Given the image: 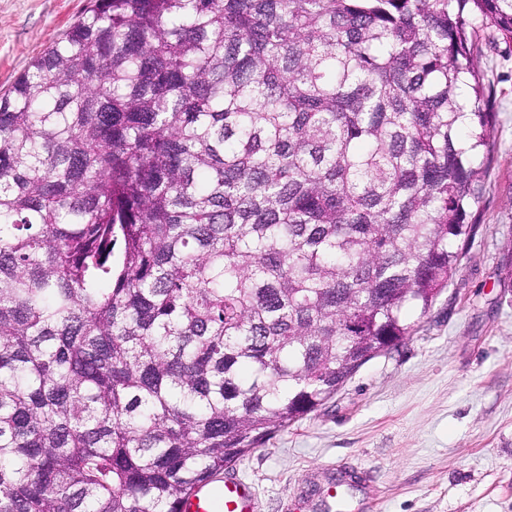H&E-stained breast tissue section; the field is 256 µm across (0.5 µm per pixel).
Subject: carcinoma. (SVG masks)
Here are the masks:
<instances>
[{
  "mask_svg": "<svg viewBox=\"0 0 512 512\" xmlns=\"http://www.w3.org/2000/svg\"><path fill=\"white\" fill-rule=\"evenodd\" d=\"M512 0H92L0 96V512H181L410 335L478 223Z\"/></svg>",
  "mask_w": 512,
  "mask_h": 512,
  "instance_id": "obj_1",
  "label": "carcinoma"
}]
</instances>
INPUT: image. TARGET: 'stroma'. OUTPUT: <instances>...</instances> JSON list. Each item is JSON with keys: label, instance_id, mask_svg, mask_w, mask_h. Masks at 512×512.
I'll return each instance as SVG.
<instances>
[{"label": "stroma", "instance_id": "1", "mask_svg": "<svg viewBox=\"0 0 512 512\" xmlns=\"http://www.w3.org/2000/svg\"><path fill=\"white\" fill-rule=\"evenodd\" d=\"M87 4L0 0V94ZM478 49L495 151L466 256L410 336L233 465L260 512H327L339 475L354 479L349 512H512V41L486 25Z\"/></svg>", "mask_w": 512, "mask_h": 512}]
</instances>
